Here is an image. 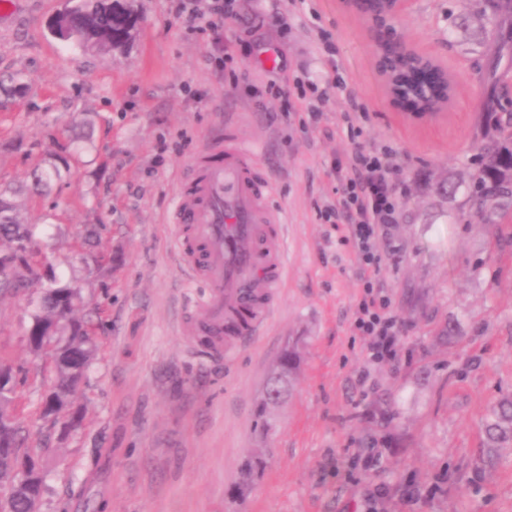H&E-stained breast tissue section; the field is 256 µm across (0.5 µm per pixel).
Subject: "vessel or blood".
Listing matches in <instances>:
<instances>
[{
  "label": "vessel or blood",
  "mask_w": 512,
  "mask_h": 512,
  "mask_svg": "<svg viewBox=\"0 0 512 512\" xmlns=\"http://www.w3.org/2000/svg\"><path fill=\"white\" fill-rule=\"evenodd\" d=\"M270 192L232 124L207 143L180 184L172 217L179 262L208 286L186 324L212 356L263 335L283 284V222L268 204Z\"/></svg>",
  "instance_id": "vessel-or-blood-1"
}]
</instances>
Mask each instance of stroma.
<instances>
[{
  "mask_svg": "<svg viewBox=\"0 0 512 512\" xmlns=\"http://www.w3.org/2000/svg\"><path fill=\"white\" fill-rule=\"evenodd\" d=\"M14 2L0 74L24 89L0 90V186L67 147L70 173L18 203L56 275L77 279L104 321L75 399L83 426L44 456L41 512H512V448L487 459L481 432L512 394V250L498 246L512 226L471 214L478 145L491 112L512 110V75L497 90L485 80L499 34L476 0H413L393 22L455 81V106L427 120L391 101L366 23L339 0H235L220 48L186 28L178 0H136L137 37L115 51L51 35L65 0ZM228 122L274 183L285 282L264 336L215 360L184 330L206 288L181 273L170 218L187 165ZM375 144L394 154L399 204L375 285L401 353L380 363L353 327V243L320 217L341 197L337 163ZM84 224L104 227L100 263L73 255ZM40 295L36 283L0 299V350L21 365ZM292 336L301 368L263 440L255 405ZM254 450L265 470L237 494Z\"/></svg>",
  "mask_w": 512,
  "mask_h": 512,
  "instance_id": "stroma-1",
  "label": "stroma"
}]
</instances>
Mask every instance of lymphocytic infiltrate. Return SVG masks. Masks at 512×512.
Wrapping results in <instances>:
<instances>
[{"instance_id":"f902f5d3","label":"lymphocytic infiltrate","mask_w":512,"mask_h":512,"mask_svg":"<svg viewBox=\"0 0 512 512\" xmlns=\"http://www.w3.org/2000/svg\"><path fill=\"white\" fill-rule=\"evenodd\" d=\"M179 11L185 14L190 27L203 25L216 33L232 5L230 0H180ZM393 167L387 150L372 147L357 149L346 166L336 169L347 230L364 281L365 296L354 313L353 326L367 337L371 356L378 361H394L400 355V329L389 313L390 298L373 284L381 263L377 241L398 221L395 186L390 179Z\"/></svg>"}]
</instances>
